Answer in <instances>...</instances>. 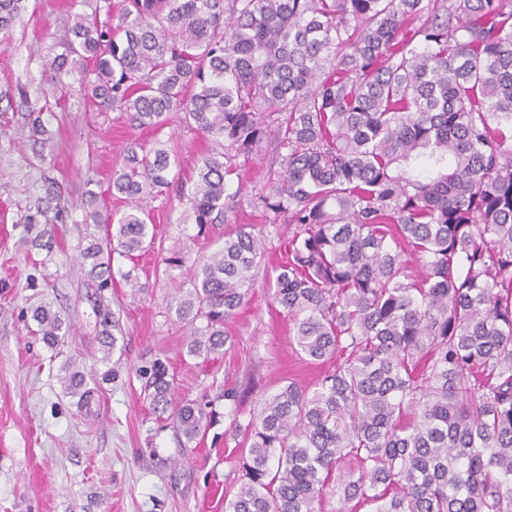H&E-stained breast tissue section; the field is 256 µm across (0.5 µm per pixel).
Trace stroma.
<instances>
[{
	"instance_id": "1",
	"label": "stroma",
	"mask_w": 512,
	"mask_h": 512,
	"mask_svg": "<svg viewBox=\"0 0 512 512\" xmlns=\"http://www.w3.org/2000/svg\"><path fill=\"white\" fill-rule=\"evenodd\" d=\"M29 3L8 44L0 45V512H224L225 496L237 489L242 448L228 431L231 418L248 422L278 385H314L325 369L294 352L288 320L269 295L276 276L270 264L260 266L251 302L226 324L232 344L223 355H189V327L176 307L190 276L166 272L163 259L180 249L188 261H201L223 245L231 226L199 232L174 191L152 203V248L132 259L114 256L115 278L103 291L78 269L88 237L99 233L83 211L73 210L58 225L50 247L24 240L20 214L29 194L43 186L68 202L92 190L102 211L124 212L125 200L112 196L108 185L130 142L148 149L163 144L171 177L182 180L217 148L185 127L178 113L156 131L132 125L121 112L96 111L72 93L45 117L49 143L44 158H36L15 85L26 84L30 99L41 98L46 84L36 53L56 46L70 8L69 0ZM274 160V147L266 143L240 168L245 203L237 224L266 227L250 198ZM266 229V254L280 252L287 226ZM35 295L70 319L64 344L51 348L35 335L26 311ZM100 300L119 325L108 355L97 336ZM156 359L173 381L172 408L193 401L217 412L195 442L155 413L144 393L138 369ZM75 371L93 391L83 407L61 382ZM230 387L239 393L233 406L217 398Z\"/></svg>"
}]
</instances>
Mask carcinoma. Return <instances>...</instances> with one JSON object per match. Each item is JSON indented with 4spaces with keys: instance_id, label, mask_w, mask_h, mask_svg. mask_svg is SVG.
<instances>
[{
    "instance_id": "1",
    "label": "carcinoma",
    "mask_w": 512,
    "mask_h": 512,
    "mask_svg": "<svg viewBox=\"0 0 512 512\" xmlns=\"http://www.w3.org/2000/svg\"><path fill=\"white\" fill-rule=\"evenodd\" d=\"M26 0H0V44ZM65 51L44 55L53 86L159 129L170 112L221 146L179 197L195 223L229 224L233 174L266 142L279 168L253 206L286 224L273 301L296 352L333 363L313 389L282 384L246 424L239 491L224 512H512V0H73ZM21 103L45 133L48 104ZM169 151L132 143L111 191L117 218L51 189L21 217L30 242L48 213L80 207L105 228L86 275L112 287V255L155 236ZM244 228L193 270L178 313L188 353L222 355L264 258ZM37 335L68 321L41 300ZM202 320L205 325L198 326ZM111 348L112 313L101 309ZM154 411L171 404L157 362L142 372ZM206 417L174 413L187 440Z\"/></svg>"
}]
</instances>
